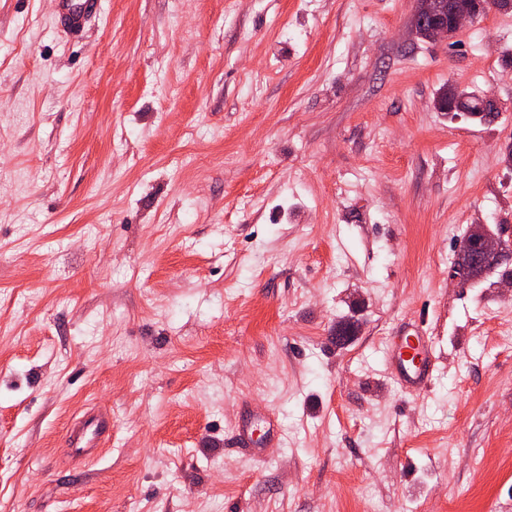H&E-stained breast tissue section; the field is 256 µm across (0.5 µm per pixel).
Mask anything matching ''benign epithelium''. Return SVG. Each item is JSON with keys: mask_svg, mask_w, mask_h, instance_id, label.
<instances>
[{"mask_svg": "<svg viewBox=\"0 0 512 512\" xmlns=\"http://www.w3.org/2000/svg\"><path fill=\"white\" fill-rule=\"evenodd\" d=\"M416 3L412 31L419 32L423 24L426 39L439 43L448 42L465 23L479 15L512 6V0H449L446 6L435 0H416ZM458 255H471L485 267H496L512 255V245L500 234L482 229L459 242Z\"/></svg>", "mask_w": 512, "mask_h": 512, "instance_id": "benign-epithelium-1", "label": "benign epithelium"}]
</instances>
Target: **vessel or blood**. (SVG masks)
<instances>
[{"label": "vessel or blood", "mask_w": 512, "mask_h": 512, "mask_svg": "<svg viewBox=\"0 0 512 512\" xmlns=\"http://www.w3.org/2000/svg\"><path fill=\"white\" fill-rule=\"evenodd\" d=\"M101 0H56V25L70 36L81 35L95 21ZM385 367L402 390L425 391L436 368V358L424 329L417 328L389 337ZM112 431L111 417L105 412H87L69 426L70 446L76 453L93 455Z\"/></svg>", "instance_id": "obj_1"}]
</instances>
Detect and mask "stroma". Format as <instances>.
<instances>
[{
  "instance_id": "obj_1",
  "label": "stroma",
  "mask_w": 512,
  "mask_h": 512,
  "mask_svg": "<svg viewBox=\"0 0 512 512\" xmlns=\"http://www.w3.org/2000/svg\"><path fill=\"white\" fill-rule=\"evenodd\" d=\"M414 10L104 0L71 38L0 0V512H512V293L449 275L512 226V11L435 43ZM421 321L411 394L382 349ZM112 431L111 417L106 412H86L69 425L70 446L75 453L91 456Z\"/></svg>"
}]
</instances>
